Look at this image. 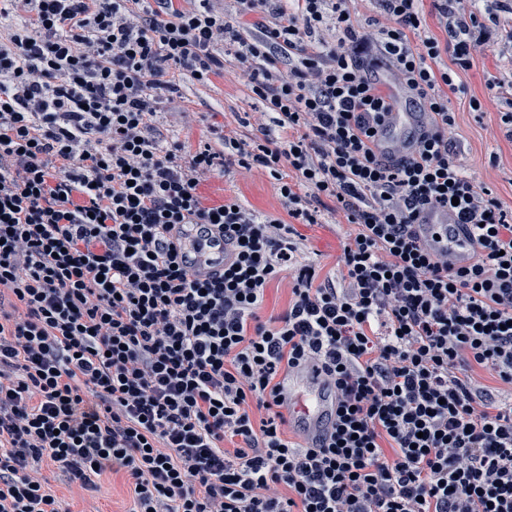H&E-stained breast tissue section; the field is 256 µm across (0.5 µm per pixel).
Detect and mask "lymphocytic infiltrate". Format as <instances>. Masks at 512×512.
<instances>
[{
  "mask_svg": "<svg viewBox=\"0 0 512 512\" xmlns=\"http://www.w3.org/2000/svg\"><path fill=\"white\" fill-rule=\"evenodd\" d=\"M236 2L0 0V512H62L42 459L79 493L125 472L131 512H512V398L478 376L512 387V210L466 176L448 107L491 48L480 0H377L362 20L351 0ZM228 55L257 137L186 148L176 80L210 83ZM378 68L431 114L390 162ZM234 164L276 181L285 217L204 204ZM327 201L344 288L297 255ZM448 207L477 245L466 267L414 230ZM184 224L232 243L217 278L192 274ZM301 365L336 405L313 448L282 431L280 377ZM288 273H283L281 278L269 284L265 291L263 308L260 312L263 321L270 317H277L288 309V304L292 298Z\"/></svg>",
  "mask_w": 512,
  "mask_h": 512,
  "instance_id": "obj_1",
  "label": "lymphocytic infiltrate"
}]
</instances>
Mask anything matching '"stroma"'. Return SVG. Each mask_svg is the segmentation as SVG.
<instances>
[{
  "label": "stroma",
  "mask_w": 512,
  "mask_h": 512,
  "mask_svg": "<svg viewBox=\"0 0 512 512\" xmlns=\"http://www.w3.org/2000/svg\"><path fill=\"white\" fill-rule=\"evenodd\" d=\"M507 60L475 55L469 70L459 72L458 88L448 95V106L456 114V141L459 159L467 176L488 188L505 208H512V141L501 129L499 114L506 106L492 97L485 86L486 73L507 68ZM180 88L189 106L202 116V124L185 134L189 145L206 138L210 127L230 126L237 134H251L246 120L259 103L253 99L234 59H227L224 74L211 84L200 85L184 80ZM479 100L480 109H473L471 100ZM205 203L212 204L234 196L247 208L264 215L280 216L284 209L272 180L244 176L239 172L217 177L201 188ZM299 253L302 261L315 266L320 279L341 281L342 240L345 229L339 224H301ZM43 474L57 490L67 512H129L133 505L128 480L124 474H106L97 488L85 497H71L67 477L62 469L49 461H41Z\"/></svg>",
  "instance_id": "stroma-1"
}]
</instances>
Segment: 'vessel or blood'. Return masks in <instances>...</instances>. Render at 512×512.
<instances>
[{
    "label": "vessel or blood",
    "mask_w": 512,
    "mask_h": 512,
    "mask_svg": "<svg viewBox=\"0 0 512 512\" xmlns=\"http://www.w3.org/2000/svg\"><path fill=\"white\" fill-rule=\"evenodd\" d=\"M404 92L394 95V109L386 127L378 133V151H407L417 130L424 126L418 113L407 111ZM415 231L432 251H447L456 265L470 264L476 248L471 237L454 222L452 212L428 208L421 212ZM182 251L193 265L191 270L200 279L218 276L233 261V252L219 234L201 235L196 225L183 230ZM282 411L304 447L318 444L334 419V407L315 369L293 370L282 380Z\"/></svg>",
    "instance_id": "obj_1"
}]
</instances>
